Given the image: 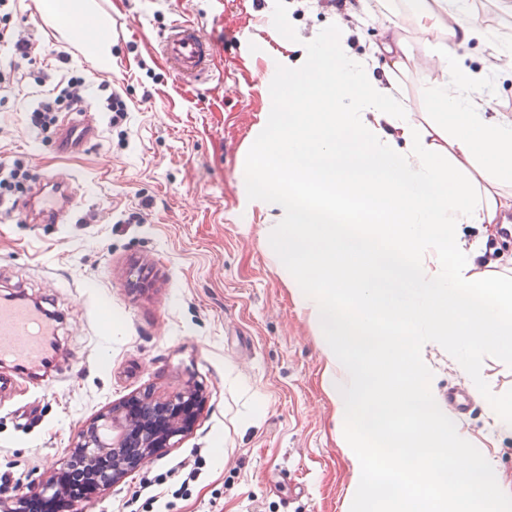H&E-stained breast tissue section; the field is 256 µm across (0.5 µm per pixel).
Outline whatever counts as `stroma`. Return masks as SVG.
I'll list each match as a JSON object with an SVG mask.
<instances>
[{
    "label": "stroma",
    "mask_w": 512,
    "mask_h": 512,
    "mask_svg": "<svg viewBox=\"0 0 512 512\" xmlns=\"http://www.w3.org/2000/svg\"><path fill=\"white\" fill-rule=\"evenodd\" d=\"M361 0L350 50L402 38L413 48L401 67H374L415 112L430 111L423 90L439 80L425 49L435 36L416 29L418 0ZM108 20L112 62L86 60L84 35H65L44 0H9L39 43L68 60L47 84L23 74L0 105V163L31 161L25 188L72 178L73 206L56 224L29 223L23 208L0 215V295L51 298L61 317L59 353L48 383L19 379L0 401V475L22 484L69 459L77 429L113 403L151 390L202 384L206 404L191 435L74 512H125L151 490L143 512H345L351 463L336 445L324 355L261 238L274 214L252 207L240 187L261 113L271 111L270 68L288 73L304 45L346 22L334 0H96ZM452 22L483 26L495 41H472L462 64L485 69L499 42L512 41V0H469ZM198 23L212 44L213 71L201 84L180 79L158 55L174 21ZM89 71L122 93L128 112L110 126L104 95L81 105L97 126L84 150H60L58 128L36 135L29 112L65 76ZM477 88L486 117L512 103V65L499 63ZM150 281L133 288L137 265ZM427 358L440 399L465 384L447 337H431ZM487 392L512 397V356L482 353ZM458 420L477 449L512 477V436L497 433L482 398ZM203 457L189 496L148 479Z\"/></svg>",
    "instance_id": "stroma-1"
}]
</instances>
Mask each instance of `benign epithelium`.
<instances>
[{"label": "benign epithelium", "mask_w": 512, "mask_h": 512, "mask_svg": "<svg viewBox=\"0 0 512 512\" xmlns=\"http://www.w3.org/2000/svg\"><path fill=\"white\" fill-rule=\"evenodd\" d=\"M204 404L197 385L174 394L132 396L95 416L78 434L73 453L83 460L90 481L82 493L58 470L31 487L52 512H73L74 503L101 494L154 456L176 447L194 429Z\"/></svg>", "instance_id": "benign-epithelium-1"}]
</instances>
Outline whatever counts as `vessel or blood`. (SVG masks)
Returning a JSON list of instances; mask_svg holds the SVG:
<instances>
[{"instance_id": "vessel-or-blood-1", "label": "vessel or blood", "mask_w": 512, "mask_h": 512, "mask_svg": "<svg viewBox=\"0 0 512 512\" xmlns=\"http://www.w3.org/2000/svg\"><path fill=\"white\" fill-rule=\"evenodd\" d=\"M165 63L181 78H204L213 61V48L198 24L174 22L161 42ZM97 127L85 115L65 119L58 139L61 149H79L95 136ZM69 178L57 177L43 185L30 198L32 221L46 215L60 216L73 204ZM56 322L44 308L21 297L0 299V361L14 371L0 376V394L9 392L20 375L43 367L52 357Z\"/></svg>"}]
</instances>
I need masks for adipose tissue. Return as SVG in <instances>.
<instances>
[{
	"label": "adipose tissue",
	"mask_w": 512,
	"mask_h": 512,
	"mask_svg": "<svg viewBox=\"0 0 512 512\" xmlns=\"http://www.w3.org/2000/svg\"><path fill=\"white\" fill-rule=\"evenodd\" d=\"M464 8L421 0L417 25L451 36L429 48L444 77L424 90L425 122L349 54L339 28L306 47L294 81L270 74L277 109L239 175L252 206L277 214L266 246L320 336L351 487L383 498L381 512H512V483L435 394L425 348L447 337L478 394V343L512 353V275L477 272L478 245L457 237L464 224L493 237L512 210V119L486 120L474 104L483 76L459 53L490 34L449 30L448 14ZM45 15L69 29L103 25L91 0H45ZM356 202L382 217L377 230L349 224ZM484 396L494 427L512 435V401ZM380 448L382 472L370 464ZM423 477L433 496H412Z\"/></svg>",
	"instance_id": "ef3b65f1"
}]
</instances>
